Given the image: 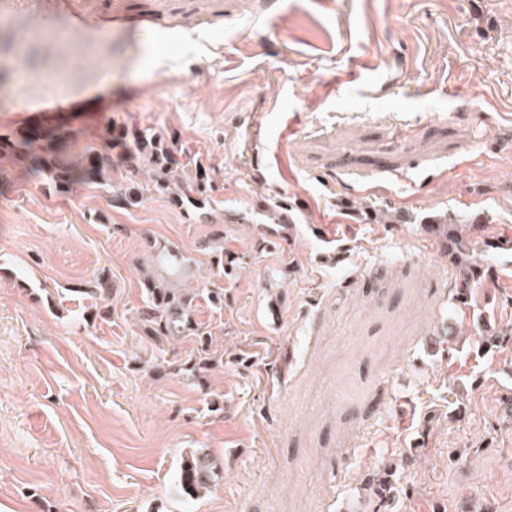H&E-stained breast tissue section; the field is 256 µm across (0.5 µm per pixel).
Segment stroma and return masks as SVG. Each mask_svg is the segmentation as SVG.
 Here are the masks:
<instances>
[{
  "label": "stroma",
  "instance_id": "1",
  "mask_svg": "<svg viewBox=\"0 0 512 512\" xmlns=\"http://www.w3.org/2000/svg\"><path fill=\"white\" fill-rule=\"evenodd\" d=\"M0 0V134L65 106L173 137L209 168V221L171 197L111 206L0 180V508L8 512H362L389 469L398 512H512V341L481 343L478 302L425 220L512 236V0ZM284 197L292 230L228 224ZM388 204L397 224L346 209ZM221 234L240 271L202 250ZM200 261L224 345L197 380L191 339L134 312L162 246ZM112 273L111 314L78 294ZM224 479L183 499L184 450Z\"/></svg>",
  "mask_w": 512,
  "mask_h": 512
}]
</instances>
